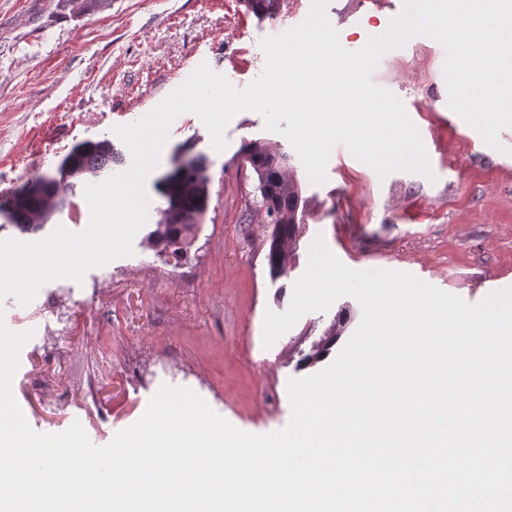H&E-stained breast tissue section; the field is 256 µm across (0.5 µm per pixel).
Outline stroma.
<instances>
[{
	"label": "stroma",
	"mask_w": 512,
	"mask_h": 512,
	"mask_svg": "<svg viewBox=\"0 0 512 512\" xmlns=\"http://www.w3.org/2000/svg\"><path fill=\"white\" fill-rule=\"evenodd\" d=\"M311 4L281 0L270 18L247 0H112L93 15L72 12L67 0H0V201L55 173L86 140H111L122 164L131 163L115 127L141 120L202 61L246 88L264 70L262 40L300 24ZM403 7L404 0H328L326 14L356 51L385 34ZM392 55L376 84L407 109L431 176L381 177L348 155L329 159L326 181L315 184L261 113L235 114L218 152L201 119L186 112L144 181L152 192L176 155L206 158L208 209L184 257L148 243L151 215L132 255L89 269L79 282L50 281L29 304L0 301L6 327L32 333L11 390L33 430L61 433L78 422L94 445H107L165 384L191 389L242 431L284 428L289 382L325 367L302 364L303 355L333 332L329 354L337 356L362 320L360 303L342 296L264 346L265 314L288 309L318 238L350 269L409 273L470 304L512 289V127L493 147L468 124L449 126L436 40L412 36ZM252 140L289 153L304 201L286 246L288 274L279 279L267 261L272 227L254 205L255 177L241 155Z\"/></svg>",
	"instance_id": "obj_1"
}]
</instances>
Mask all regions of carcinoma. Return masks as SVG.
<instances>
[{
    "label": "carcinoma",
    "instance_id": "1",
    "mask_svg": "<svg viewBox=\"0 0 512 512\" xmlns=\"http://www.w3.org/2000/svg\"><path fill=\"white\" fill-rule=\"evenodd\" d=\"M79 14L92 15L108 8L112 0H69ZM245 159L256 175V200L267 223L273 225L268 247V262L274 278L284 277L288 271L285 245L293 238L301 202V191L288 177V158L265 143L251 142L244 147ZM122 162L108 140L88 141L76 146L62 161L71 165L74 173L61 187L58 175H42L14 193L12 200L30 198L25 208L8 211L11 223L23 233L40 230L53 215L69 209L76 189L97 178L96 170L102 166ZM206 160L195 156L191 164L179 171L173 169L160 176L154 190L163 204L157 209L158 219L150 234V241L162 246V252L174 259L184 256L188 240L209 200V178L205 174Z\"/></svg>",
    "mask_w": 512,
    "mask_h": 512
}]
</instances>
